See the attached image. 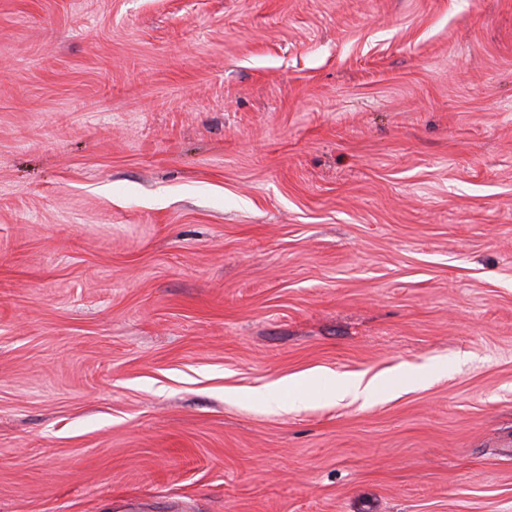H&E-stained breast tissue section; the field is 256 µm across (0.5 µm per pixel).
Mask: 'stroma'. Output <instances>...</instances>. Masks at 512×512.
<instances>
[{
  "instance_id": "35a3bbf8",
  "label": "stroma",
  "mask_w": 512,
  "mask_h": 512,
  "mask_svg": "<svg viewBox=\"0 0 512 512\" xmlns=\"http://www.w3.org/2000/svg\"><path fill=\"white\" fill-rule=\"evenodd\" d=\"M138 503L512 512V0H0V512Z\"/></svg>"
}]
</instances>
